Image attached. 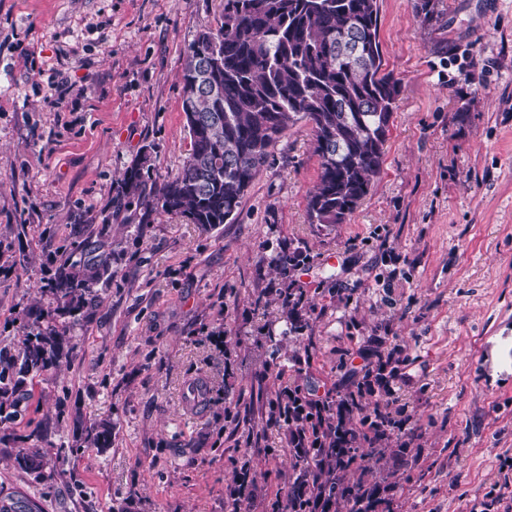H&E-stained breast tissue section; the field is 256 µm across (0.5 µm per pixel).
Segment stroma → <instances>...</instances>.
Wrapping results in <instances>:
<instances>
[{
    "label": "stroma",
    "mask_w": 512,
    "mask_h": 512,
    "mask_svg": "<svg viewBox=\"0 0 512 512\" xmlns=\"http://www.w3.org/2000/svg\"><path fill=\"white\" fill-rule=\"evenodd\" d=\"M419 3L379 0L400 94L382 170L347 223L308 221L319 159L300 122L234 223L205 230L134 199L108 205L142 152L153 183L181 169L184 52L222 0H0V350L44 325V282L82 226L112 255L111 284L57 318L74 353L0 423L1 493L42 512H232L237 428L269 450L255 480L266 512L289 466L267 401L293 381L326 392L350 336L385 325L409 357L392 398L423 424L429 469L401 512H512L492 502L512 492V0ZM295 247L318 352L262 382L257 341L288 323L273 258ZM297 349L282 337L281 358ZM235 403L237 427L224 420ZM103 420L112 445L92 447ZM22 448L39 471L17 464Z\"/></svg>",
    "instance_id": "obj_1"
}]
</instances>
